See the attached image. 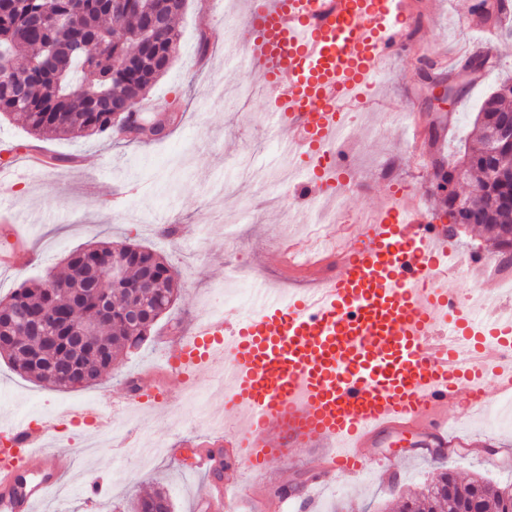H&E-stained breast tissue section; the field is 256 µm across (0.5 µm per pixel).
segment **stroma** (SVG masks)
<instances>
[{"label": "stroma", "instance_id": "1", "mask_svg": "<svg viewBox=\"0 0 512 512\" xmlns=\"http://www.w3.org/2000/svg\"><path fill=\"white\" fill-rule=\"evenodd\" d=\"M475 0H439L423 8L415 23L416 38L408 54L398 58L379 78L380 98L375 107L355 121L347 140L358 160L352 191L306 208L296 193H289L279 215L260 209L262 198L274 192L295 171V160L285 154L273 129L265 99L242 105L233 94L213 101L211 90L228 84L257 83L258 74L245 63L225 57L224 19L205 13L198 0H187L175 26L180 32L171 68L152 87L147 103L160 110L178 102L181 122L162 139L125 146L104 136L71 140L46 139L60 160L54 167L19 169L12 179L0 181V212L22 224L24 240L33 259L26 266L0 269V299L27 279L59 271L64 256L89 243H133L161 253L178 275L180 297L143 346L121 356L111 373L91 387L58 390L12 370L0 358V430L19 420L42 414L71 417L49 440L62 472L63 489L38 512H85L92 481L103 487L95 512H123L130 497L160 486L167 490L174 512H198L201 495L211 484L206 473L193 469L198 439L224 429V366L214 363L203 373L207 379L205 417L177 404L155 411L140 408L142 422L166 446L181 443L178 460L162 455L152 461L135 454H115L113 440L75 421L87 402L101 401L112 409L113 398L128 389V379L143 378L165 367L166 333L180 331L207 318L215 309L250 311L255 299L227 295L229 273L243 267L247 287L274 288L302 278L290 277L287 265L274 250L278 240L303 239L307 227L319 223L321 212H343L346 220L377 206L384 179H408L420 184L418 205L432 211L439 199L432 188V173L417 168L411 155L412 129L421 134L436 122L448 125L444 153L463 147L473 132L471 116L486 95L505 77H512V40H493L499 67L465 86L451 110L436 112L426 106L432 87L427 72L447 71L450 62L478 45L480 33L466 24ZM209 31L210 67L198 61L200 31ZM413 113L416 126H402L401 113ZM134 181L135 193L115 207L102 205L116 183ZM459 418L477 446L475 453L432 456L417 448L414 437L390 439L385 451L397 476L386 481L368 471L356 480H332L317 493L315 512H399L401 499L431 482L442 471L460 478L475 475L495 484H512V415L499 411L496 422L481 415L460 413ZM313 448L298 450L285 473L236 474L224 468L222 479L256 489L255 507L274 498L280 484L304 487V463L316 456Z\"/></svg>", "mask_w": 512, "mask_h": 512}]
</instances>
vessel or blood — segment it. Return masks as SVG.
<instances>
[{
    "label": "vessel or blood",
    "mask_w": 512,
    "mask_h": 512,
    "mask_svg": "<svg viewBox=\"0 0 512 512\" xmlns=\"http://www.w3.org/2000/svg\"><path fill=\"white\" fill-rule=\"evenodd\" d=\"M412 0H252L225 45L259 73L284 148L306 160L301 199L346 193L354 173L339 152L351 113L373 107L383 63L412 43ZM385 205L357 233L332 240L333 268L311 265L316 287L271 290L247 315L216 313L173 337L167 365L183 385L228 359L224 432L203 440L194 466H219L224 448L242 473H263L297 448L320 449L313 489L355 477L395 433L424 429L428 446L456 454L457 410L512 398V311L479 312L448 280L450 236L419 209L416 186L385 182ZM496 379L487 392L486 378ZM54 421H23L0 453V512H34L60 484L47 438ZM247 490L215 482L201 512H235Z\"/></svg>",
    "instance_id": "b4317fda"
}]
</instances>
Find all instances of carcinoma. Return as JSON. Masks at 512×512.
Masks as SVG:
<instances>
[{
	"instance_id": "1",
	"label": "carcinoma",
	"mask_w": 512,
	"mask_h": 512,
	"mask_svg": "<svg viewBox=\"0 0 512 512\" xmlns=\"http://www.w3.org/2000/svg\"><path fill=\"white\" fill-rule=\"evenodd\" d=\"M186 0H140L127 9L118 0H0V118L17 117L37 136L74 139L117 132L126 116L112 112V101L134 98L132 111L148 116L141 104L155 82L174 61L179 34L173 20ZM163 10L167 23L155 35L153 56L116 70L114 59L128 54L144 37L149 13ZM27 57L25 67L15 61ZM503 112L512 113V83H501L474 117L478 135L464 149L463 179L473 178L480 193L475 209L484 212L478 225L497 241L499 226L512 224V210L489 206L491 198L512 194L511 183L492 180L491 173L512 171V147L495 148L485 134ZM64 269L22 283L0 300V357L36 382L77 390L89 387L112 371L126 349L142 345L176 301L180 284L165 257L138 245L98 242L69 253ZM124 267L114 284L110 307L91 291L95 275H106L112 264ZM143 309L139 324L128 321V310ZM30 317L18 322L19 312ZM97 323V335L82 342L75 331ZM447 471L402 503V512H455L478 497L482 512H512V488L493 490L481 476L460 484L458 498L448 502ZM168 494L157 488L128 501L127 512H172Z\"/></svg>"
}]
</instances>
